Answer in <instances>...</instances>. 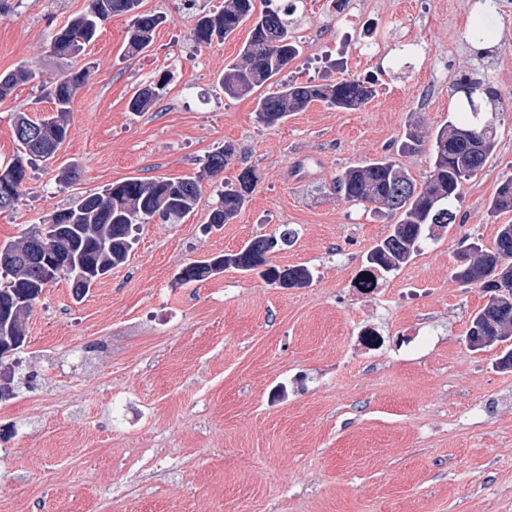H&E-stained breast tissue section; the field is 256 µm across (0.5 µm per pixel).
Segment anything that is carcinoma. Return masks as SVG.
<instances>
[{
	"label": "carcinoma",
	"mask_w": 512,
	"mask_h": 512,
	"mask_svg": "<svg viewBox=\"0 0 512 512\" xmlns=\"http://www.w3.org/2000/svg\"><path fill=\"white\" fill-rule=\"evenodd\" d=\"M140 0H89L83 14L55 32L52 52L74 56L95 35L99 24L112 16H130L127 54L136 56L146 50L163 18L139 12ZM266 9L258 16L253 0H224V9L198 18L194 40L200 46L224 41L246 20H252L249 37L239 58L224 68L220 83L230 98H244L277 76L300 56V42L293 35L292 9L276 0H266ZM89 74L78 70L60 74L48 81L36 70L21 66L0 75V98L9 95L18 84L41 80L54 105L45 117L16 116L15 135L23 152L6 164H0V180L13 174L27 175V167L37 161H52L67 136L74 98L87 83ZM471 96L465 97L472 112L477 111L480 94L497 97L495 88L480 77L473 78ZM165 81L150 83L134 92L129 108L146 112L157 102ZM376 95L374 82L358 77L336 83L291 81L255 98V119L274 126L288 114L306 109L313 102H324L340 110H356ZM431 144L433 166L423 185L389 156L370 159L347 168L335 180L334 190L356 204H370L375 210L396 218L390 234L368 253L367 262L379 273L399 269L418 252L425 228L455 222L450 204L459 198L463 185L484 169L496 144L490 126L462 125L452 121L435 129H425L414 121L401 143V152L410 153ZM236 154L234 145L218 147L206 165L193 176L132 178L108 185L102 191L74 201L55 212L45 226H35L16 240L0 244V341L15 336V349L26 339L25 320L33 301L53 284L46 276V263L40 249L34 247L37 232L48 237V245L57 249L56 264L62 269L76 296L83 295L98 278L123 264L132 247V232L154 218L178 224L194 212L201 200V184L224 170ZM257 182L254 170L245 168L237 182L224 183L211 204L208 223L216 226L233 221L248 202ZM493 213L512 210V174L501 178L489 204ZM290 231L279 235L257 236L234 253L206 256L184 266L178 282L188 284L209 279L233 268L243 273L262 270L270 282L289 288L310 284L312 274L304 266L277 268L268 266V255ZM455 278L466 284H478L489 293L484 307L471 318L466 341L474 351L497 346L501 337L512 332V224L500 225L494 246L483 249L467 245L457 257Z\"/></svg>",
	"instance_id": "obj_1"
}]
</instances>
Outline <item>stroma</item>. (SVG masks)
Here are the masks:
<instances>
[{"mask_svg":"<svg viewBox=\"0 0 512 512\" xmlns=\"http://www.w3.org/2000/svg\"><path fill=\"white\" fill-rule=\"evenodd\" d=\"M303 52L278 82L375 80L366 106L325 103L273 127L253 97L218 83L249 24L198 46L197 11L224 0H142L164 16L147 51H125L129 19L102 22L73 57L51 55L54 33L89 0H7L0 9V74L26 65L45 77L85 69L55 165L29 166L15 208L0 212V243L17 239L77 198L127 178L196 174L224 142L258 181L241 213L207 228L211 181L181 223L140 225L126 263L83 298L67 280L45 288L8 364L0 397V512H512V371L499 349L470 350L466 331L485 294L453 273L462 246L492 247L512 211L489 202L512 173V0H500L484 51L464 31L470 0H293ZM487 75L496 101L472 115L453 79ZM168 85L147 112L132 93ZM52 106L38 83L0 99V162L18 149L14 118ZM492 122L497 147L462 188L454 224L435 229L411 261L384 277L379 295L349 287L393 220L346 201L333 183L348 167L389 156L416 181L429 148L399 149L413 121ZM79 165L62 184L59 165ZM290 227L274 266L314 279L280 288L229 269L185 285L191 261L238 250ZM384 345L364 355L357 322Z\"/></svg>","mask_w":512,"mask_h":512,"instance_id":"1","label":"stroma"}]
</instances>
